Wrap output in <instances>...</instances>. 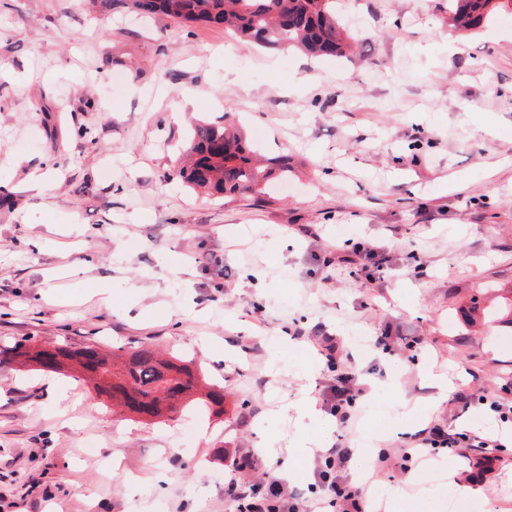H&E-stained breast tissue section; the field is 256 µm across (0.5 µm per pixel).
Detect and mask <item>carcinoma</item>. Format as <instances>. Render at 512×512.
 Wrapping results in <instances>:
<instances>
[{
	"mask_svg": "<svg viewBox=\"0 0 512 512\" xmlns=\"http://www.w3.org/2000/svg\"><path fill=\"white\" fill-rule=\"evenodd\" d=\"M132 11L162 14L177 23H204L265 49L294 47L314 56L342 57L353 37L340 25L336 0H112ZM453 25L460 30L482 27L495 11L512 13V0H453ZM186 164L176 176L187 186L214 197L258 192L272 179L288 176V161L260 159L233 124L201 121L192 127ZM28 364L59 370L66 361L98 372L95 386L112 403L138 415L165 416L197 387L199 377L186 362L137 348L122 362L98 351L60 348L11 350Z\"/></svg>",
	"mask_w": 512,
	"mask_h": 512,
	"instance_id": "cac0c4a2",
	"label": "carcinoma"
}]
</instances>
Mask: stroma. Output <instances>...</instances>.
Segmentation results:
<instances>
[{"label":"stroma","mask_w":512,"mask_h":512,"mask_svg":"<svg viewBox=\"0 0 512 512\" xmlns=\"http://www.w3.org/2000/svg\"><path fill=\"white\" fill-rule=\"evenodd\" d=\"M338 2L358 50L310 58L110 0H0V512H233L225 449L320 440L344 373L366 385L345 443L386 458L371 512H512V411L489 408H512V21ZM226 112L287 181L224 200L176 178L191 122ZM364 242L389 256L372 285L342 260ZM18 345H150L224 402L116 411ZM432 373L464 402L429 405ZM303 396L319 420L276 417ZM433 426L459 443L424 460Z\"/></svg>","instance_id":"stroma-1"}]
</instances>
